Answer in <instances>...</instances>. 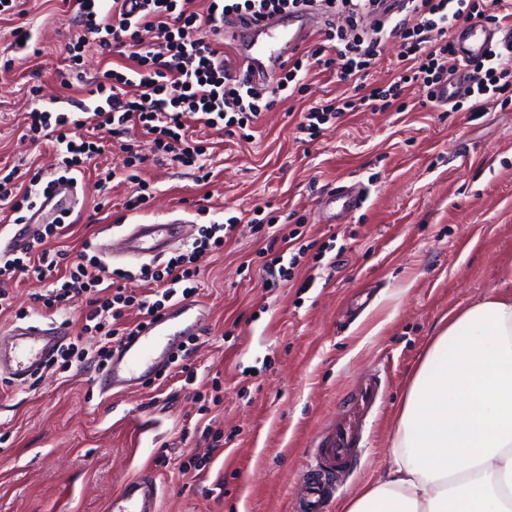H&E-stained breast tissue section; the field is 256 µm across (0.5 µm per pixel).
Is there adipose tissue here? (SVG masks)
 <instances>
[{
  "label": "adipose tissue",
  "mask_w": 512,
  "mask_h": 512,
  "mask_svg": "<svg viewBox=\"0 0 512 512\" xmlns=\"http://www.w3.org/2000/svg\"><path fill=\"white\" fill-rule=\"evenodd\" d=\"M387 473L343 512H512V291L449 313L416 367Z\"/></svg>",
  "instance_id": "adipose-tissue-1"
}]
</instances>
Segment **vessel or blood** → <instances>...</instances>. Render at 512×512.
<instances>
[{"label":"vessel or blood","instance_id":"b4317fda","mask_svg":"<svg viewBox=\"0 0 512 512\" xmlns=\"http://www.w3.org/2000/svg\"><path fill=\"white\" fill-rule=\"evenodd\" d=\"M316 24V16L305 13L286 19L249 18L239 23L237 30L246 34L248 41L239 49L238 56L247 67L252 83L261 85L277 79L283 46L305 42ZM511 42L512 35L507 31L479 20L457 27L453 43L459 66L438 90L441 103L453 102L465 85L469 61L484 58L491 49ZM75 205V186L55 183L41 209L27 223L19 225L7 242H0V251L25 250L39 225L49 223L61 211L73 210ZM181 226L178 220L133 225L124 236L123 258L148 263L164 257L179 241ZM206 326V317L198 304L185 300L166 308L160 318L147 319L134 335L115 347L109 367L98 379L101 392L142 386L169 367L179 347L189 337L203 335ZM68 336L67 327L61 323L18 326L8 335L0 336V377L17 383L27 381L56 355ZM382 387L378 373L364 375L344 404L341 417L320 432L314 458L304 468L302 494L293 512H326L331 495L337 491L336 474L358 455L367 420L377 408ZM159 497L157 479L152 471L145 469L123 482L108 501L106 512H159Z\"/></svg>","mask_w":512,"mask_h":512}]
</instances>
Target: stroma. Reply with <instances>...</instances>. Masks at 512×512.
<instances>
[{
	"instance_id": "stroma-1",
	"label": "stroma",
	"mask_w": 512,
	"mask_h": 512,
	"mask_svg": "<svg viewBox=\"0 0 512 512\" xmlns=\"http://www.w3.org/2000/svg\"><path fill=\"white\" fill-rule=\"evenodd\" d=\"M23 8L38 52L0 70V167L32 161L48 170L50 145L24 135L30 75L38 73L43 99L70 96L67 47L81 25L64 0H24ZM299 120L281 104L264 112L251 142L205 131L213 168L205 185L193 170L154 162L150 137L128 131L153 187L137 211L124 208L134 190L123 180L125 153L101 157L115 173L106 191L96 190L94 170L79 175L72 250L88 240L116 251L126 225L173 218L184 219L187 246L200 226L260 207L299 232V244L331 243L327 261L336 264L307 254L291 281L266 287L258 252L271 231L238 224L200 264L209 333L186 360L193 382L176 375L105 397L88 362L0 389V512H104L145 466L157 475L159 512H292L314 438L374 369L386 381L383 397L328 512L388 470L401 400L441 319L512 271V105L365 108L310 142ZM354 183L366 192L362 208L323 223L322 196ZM49 286L13 283L14 310L0 312V333L16 325L18 310L41 321L36 297ZM215 393L210 414L224 449L213 453L192 419ZM207 453L209 468L189 469Z\"/></svg>"
}]
</instances>
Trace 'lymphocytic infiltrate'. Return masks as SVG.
I'll return each mask as SVG.
<instances>
[{"label": "lymphocytic infiltrate", "instance_id": "f902f5d3", "mask_svg": "<svg viewBox=\"0 0 512 512\" xmlns=\"http://www.w3.org/2000/svg\"><path fill=\"white\" fill-rule=\"evenodd\" d=\"M190 3L139 0L134 11L128 0H72L83 27L82 35L68 47L72 63L80 64L86 45L94 44L113 50L130 65L105 70L87 84L86 99L75 101L73 107L35 102L26 118V134L35 141L48 140L55 149V180L73 181L76 172L103 153L105 135L131 126L152 136L158 154L204 171L206 148L196 132L253 130L262 112L303 93L299 74L306 66L353 84L349 96L303 112L299 128L312 137L323 125L365 107L402 112L411 94L434 102L437 89L456 67L450 39L455 26L474 19L498 24L512 18V0H406L405 15L395 23L387 18L383 0H207L201 13L191 10ZM317 10L328 17L322 43L288 62L273 85L254 87L234 75L220 30L226 17ZM339 14L346 26L335 24ZM390 38L400 44L398 72L388 84L370 85L367 78ZM492 101L512 103V46L495 49L473 64L471 83L453 108L481 112ZM47 187L38 171L25 184L17 170L0 175V206L8 208L10 223H25L39 208ZM66 228L65 217H58L44 225L24 252H0V307L9 301L5 285L10 280L24 275L45 278L67 257L66 250L53 254L48 249ZM226 231L223 224L203 227L189 248L134 272L109 268L92 254L91 242H84L82 251L70 259L68 276L39 300L46 313L56 315L74 297H85L88 311L80 331L100 335L102 344L91 356L81 341H73L61 349L53 367L65 371L89 359L104 369L113 344L135 331L125 322L127 312L137 310L146 319L164 310L175 296L195 295L199 262L223 247ZM132 279L147 283V293L126 294L123 284Z\"/></svg>", "mask_w": 512, "mask_h": 512}]
</instances>
